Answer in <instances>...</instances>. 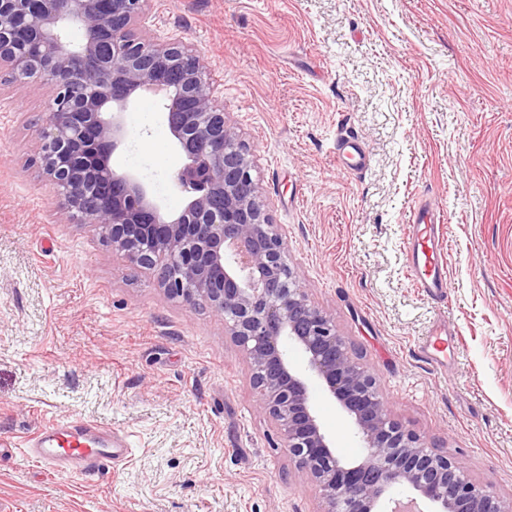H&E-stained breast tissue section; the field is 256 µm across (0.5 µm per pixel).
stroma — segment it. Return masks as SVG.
<instances>
[{"mask_svg":"<svg viewBox=\"0 0 512 512\" xmlns=\"http://www.w3.org/2000/svg\"><path fill=\"white\" fill-rule=\"evenodd\" d=\"M138 29L205 57L290 267L391 416L512 500V0H145ZM52 95L0 74V512H322L223 320L59 211L33 163ZM126 115L114 169L181 211L161 96ZM341 138L368 155L361 172L337 168ZM420 198L449 258L442 303L408 272ZM442 318L459 345L439 370L418 344ZM314 396L356 457L338 404ZM56 419L95 421L131 454L84 479L25 459Z\"/></svg>","mask_w":512,"mask_h":512,"instance_id":"35a3bbf8","label":"stroma"}]
</instances>
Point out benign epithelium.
Here are the masks:
<instances>
[{"mask_svg": "<svg viewBox=\"0 0 512 512\" xmlns=\"http://www.w3.org/2000/svg\"><path fill=\"white\" fill-rule=\"evenodd\" d=\"M143 0H0V68L31 87L50 85L39 165L59 207L95 224L134 268L158 271L166 295L204 306L248 360L257 405L275 424L295 476L324 512H387L399 489L437 512H512L476 487L460 462L427 450L392 419L376 377L357 361L334 319L316 307L287 261L252 177L253 155L224 118L204 59L179 40L140 37ZM77 28L75 44L68 31ZM163 93L164 120L183 166L172 187L187 195L166 213L112 156L132 132L125 112L142 93ZM303 355L295 363L289 348ZM317 381L339 404L360 445L346 460L323 428Z\"/></svg>", "mask_w": 512, "mask_h": 512, "instance_id": "obj_1", "label": "benign epithelium"}]
</instances>
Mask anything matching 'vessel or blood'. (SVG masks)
Returning <instances> with one entry per match:
<instances>
[{"instance_id":"b4317fda","label":"vessel or blood","mask_w":512,"mask_h":512,"mask_svg":"<svg viewBox=\"0 0 512 512\" xmlns=\"http://www.w3.org/2000/svg\"><path fill=\"white\" fill-rule=\"evenodd\" d=\"M336 161L341 169L356 172L365 167L366 155L345 140L336 147ZM408 227V268L415 286L427 295L447 296L448 271L440 247L437 212L426 202H416L410 210ZM447 342L448 324L443 321L421 341L419 352L436 368H445ZM22 453L52 470H64L74 477L84 478L111 469L113 464L127 457L128 450L117 444L110 430L95 424L54 421L32 437Z\"/></svg>"}]
</instances>
